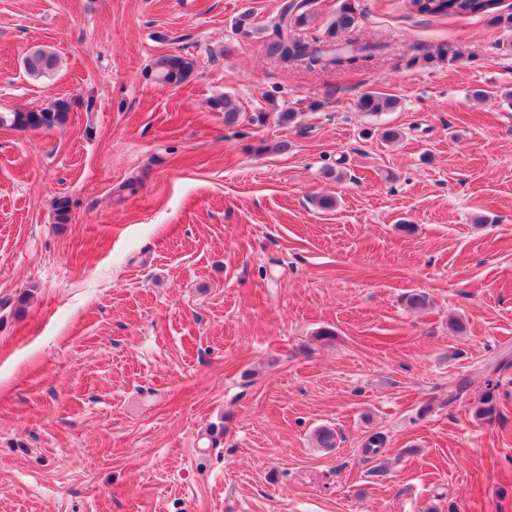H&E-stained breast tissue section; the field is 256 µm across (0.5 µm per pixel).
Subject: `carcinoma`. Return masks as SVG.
<instances>
[{"label": "carcinoma", "instance_id": "obj_1", "mask_svg": "<svg viewBox=\"0 0 512 512\" xmlns=\"http://www.w3.org/2000/svg\"><path fill=\"white\" fill-rule=\"evenodd\" d=\"M416 12L432 16H463L474 14H492V21L512 28V13H493L496 9L494 0H430L428 4L420 0H411ZM307 0H292L285 4L271 24V37L265 43L266 54L283 62L297 61L313 68L324 63L343 64V54L336 52V41L340 34L352 30L361 15L355 0H344L336 12V18L325 29L320 39L304 42L294 37L293 28L309 22L310 15L306 10ZM447 50L441 46L430 48L416 47V53L411 55L406 66L415 67L443 58ZM59 64L58 56L50 49L37 46L30 50L23 60V68L27 76L39 81L51 76ZM197 68L195 57L187 54H165L152 60L147 68L148 75L153 81L178 87L193 78ZM215 109L224 113V125L233 126L238 123L240 109L226 96L214 100ZM395 100L365 93L358 100L362 112H383L392 109ZM72 103L66 99H57L53 103L38 110L9 112L0 115V125L9 126L16 130L53 129L62 126L68 119ZM54 220L57 224L70 221V203L66 198H58L53 202ZM500 382L486 378L485 389L472 404L473 416L483 421L496 417V394Z\"/></svg>", "mask_w": 512, "mask_h": 512}]
</instances>
